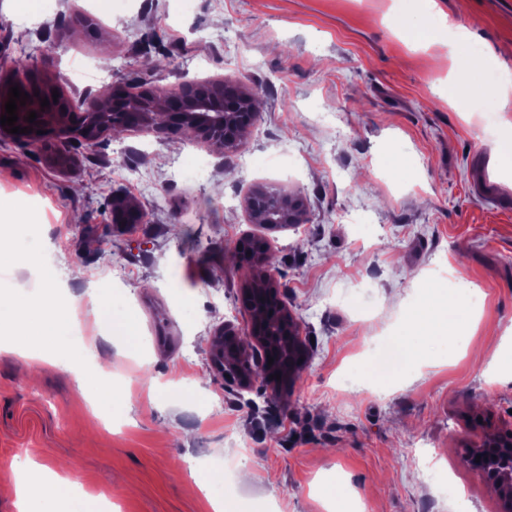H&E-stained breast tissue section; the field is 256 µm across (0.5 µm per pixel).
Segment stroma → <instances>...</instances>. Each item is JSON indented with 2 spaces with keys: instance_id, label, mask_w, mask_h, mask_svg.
<instances>
[{
  "instance_id": "35a3bbf8",
  "label": "stroma",
  "mask_w": 512,
  "mask_h": 512,
  "mask_svg": "<svg viewBox=\"0 0 512 512\" xmlns=\"http://www.w3.org/2000/svg\"><path fill=\"white\" fill-rule=\"evenodd\" d=\"M423 2L39 0L32 12L0 0V77L30 54L31 77L72 102L136 80L175 90L241 79L261 111L230 153L128 130L73 149L68 167L0 132V221L19 222L15 246L47 258L39 278L5 277L76 297L65 330L93 338V356L122 382L111 426L89 430L77 372L0 352V484L12 462L33 460L64 468L93 510L108 489L119 512H213L197 463L237 512H335L340 494L363 512H452L436 488L447 480L466 512H500L464 451L480 438L476 418L512 429V374L500 370L512 357V177L496 166L512 108L486 129L489 105L449 98L456 56L394 28ZM436 3L470 29L478 56L512 45V0ZM75 57L94 63L93 80L71 82ZM203 156L212 165L199 176ZM257 183L301 196L304 223H252L244 200ZM121 200L148 223H113ZM246 235L266 239L307 349L294 380L265 388L213 366L218 328L244 337L252 323L241 293L254 272L232 256ZM436 265L482 291L466 347L428 340L402 381L345 391L343 378L374 359V337L438 291L426 279ZM359 283L377 300L371 313L354 307ZM107 301L139 334L135 353L102 337ZM231 459L250 483L229 485Z\"/></svg>"
}]
</instances>
